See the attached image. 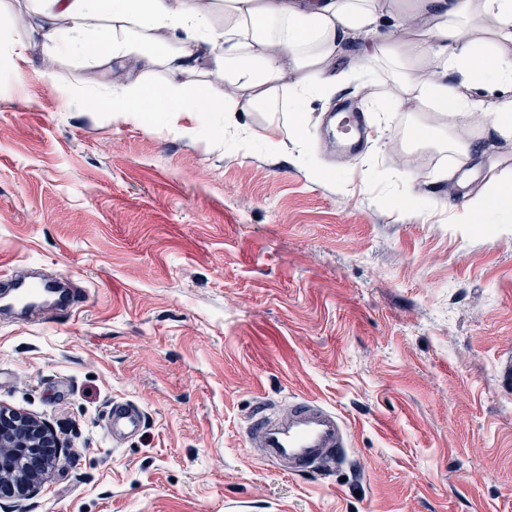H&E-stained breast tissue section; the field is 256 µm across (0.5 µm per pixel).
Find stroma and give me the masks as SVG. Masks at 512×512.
I'll use <instances>...</instances> for the list:
<instances>
[{
	"instance_id": "1",
	"label": "stroma",
	"mask_w": 512,
	"mask_h": 512,
	"mask_svg": "<svg viewBox=\"0 0 512 512\" xmlns=\"http://www.w3.org/2000/svg\"><path fill=\"white\" fill-rule=\"evenodd\" d=\"M13 38L0 13V277L83 291L47 322L0 319V406L65 448L26 512H512V234L450 223L512 175V139L482 128L474 181L438 148L413 173L393 150L419 115L371 111L385 86L352 72L354 43L303 135L284 109L245 152L220 112L183 117L189 136L124 121L103 66L36 23L25 59ZM342 97L373 136L340 163ZM303 399L351 445L291 475L246 428ZM116 400L146 416L117 443Z\"/></svg>"
}]
</instances>
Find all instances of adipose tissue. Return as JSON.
I'll list each match as a JSON object with an SVG mask.
<instances>
[{"label": "adipose tissue", "mask_w": 512, "mask_h": 512, "mask_svg": "<svg viewBox=\"0 0 512 512\" xmlns=\"http://www.w3.org/2000/svg\"><path fill=\"white\" fill-rule=\"evenodd\" d=\"M44 38L59 54L100 63L162 68L163 82L112 87L115 115L145 129L178 130L182 117L211 112L236 126L238 113L274 112L291 94L289 125L301 131L307 99L335 81L333 66L348 41L361 43L356 66L386 75L390 100L416 101L512 139V0H223V25L211 19L213 0H27ZM412 26L415 38L378 34L383 17ZM224 77L229 94L188 81L199 61ZM461 75L457 86L449 72ZM294 85H287L288 75ZM494 210L512 224V177L500 179L456 216L479 223Z\"/></svg>", "instance_id": "obj_1"}]
</instances>
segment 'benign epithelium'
<instances>
[{
  "mask_svg": "<svg viewBox=\"0 0 512 512\" xmlns=\"http://www.w3.org/2000/svg\"><path fill=\"white\" fill-rule=\"evenodd\" d=\"M51 453L58 460L61 448L42 422L0 408V496L24 498L34 492Z\"/></svg>",
  "mask_w": 512,
  "mask_h": 512,
  "instance_id": "1",
  "label": "benign epithelium"
}]
</instances>
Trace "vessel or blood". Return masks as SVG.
Wrapping results in <instances>:
<instances>
[{
	"mask_svg": "<svg viewBox=\"0 0 512 512\" xmlns=\"http://www.w3.org/2000/svg\"><path fill=\"white\" fill-rule=\"evenodd\" d=\"M342 109L350 113L355 127V134L346 141L345 149L355 155L361 151L369 130L362 113L354 111L350 103H343ZM11 286L14 305L24 308L41 306L64 312L79 302L77 294L60 292L51 281L32 282L22 272L13 275ZM142 424L139 407L128 402H113L110 413L113 439L137 435ZM248 443L261 460L297 474L315 468L333 455L344 454L350 445V436L335 410L315 401H299L284 414L258 411L249 429Z\"/></svg>",
	"mask_w": 512,
	"mask_h": 512,
	"instance_id": "vessel-or-blood-1",
	"label": "vessel or blood"
}]
</instances>
